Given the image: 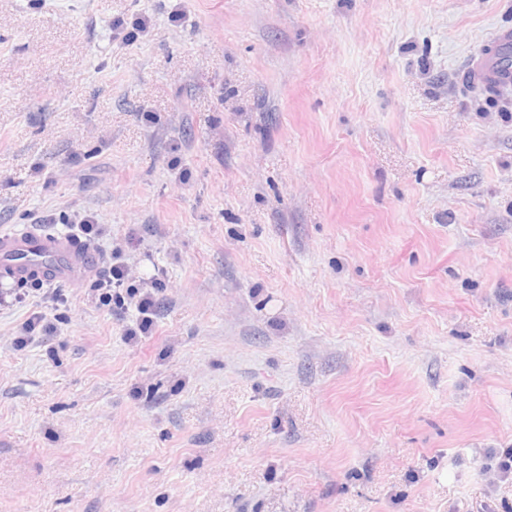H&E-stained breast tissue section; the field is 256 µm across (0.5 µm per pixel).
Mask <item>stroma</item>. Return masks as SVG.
<instances>
[{
  "label": "stroma",
  "mask_w": 512,
  "mask_h": 512,
  "mask_svg": "<svg viewBox=\"0 0 512 512\" xmlns=\"http://www.w3.org/2000/svg\"><path fill=\"white\" fill-rule=\"evenodd\" d=\"M512 0H0V512H512ZM54 329L25 346L19 325ZM465 69L475 90L488 86L500 94L512 90V29L494 30L480 52L468 60ZM67 232L70 234L32 225L1 232L0 264L11 266L13 275L20 280L78 285L96 272L99 255L90 244L71 234L94 240L102 235L103 228L82 217L74 219ZM130 277V268L122 260L121 253L111 254V261L107 270L95 278L91 283V288L96 292L100 299L109 303L112 300V288H121Z\"/></svg>",
  "instance_id": "obj_1"
}]
</instances>
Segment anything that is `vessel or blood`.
<instances>
[{"label": "vessel or blood", "instance_id": "1", "mask_svg": "<svg viewBox=\"0 0 512 512\" xmlns=\"http://www.w3.org/2000/svg\"><path fill=\"white\" fill-rule=\"evenodd\" d=\"M465 69L473 89L494 87L499 93L512 90V29L499 28L485 40ZM0 264L11 266L25 281L77 285L97 270L99 255L87 243L68 233L27 226L0 233Z\"/></svg>", "mask_w": 512, "mask_h": 512}]
</instances>
